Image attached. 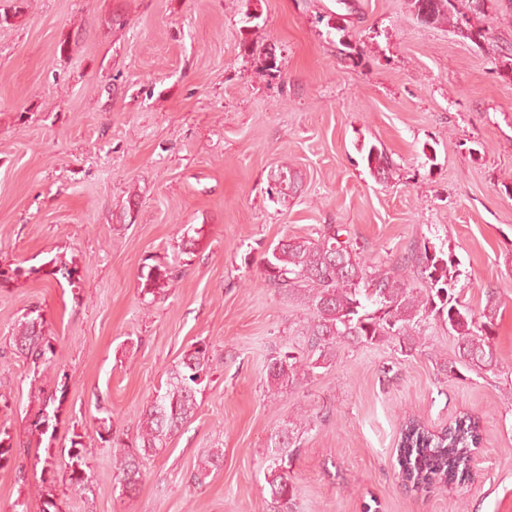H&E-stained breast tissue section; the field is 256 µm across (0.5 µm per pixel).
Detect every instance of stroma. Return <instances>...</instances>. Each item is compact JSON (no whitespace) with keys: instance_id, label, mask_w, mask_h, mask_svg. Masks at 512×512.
<instances>
[{"instance_id":"1","label":"stroma","mask_w":512,"mask_h":512,"mask_svg":"<svg viewBox=\"0 0 512 512\" xmlns=\"http://www.w3.org/2000/svg\"><path fill=\"white\" fill-rule=\"evenodd\" d=\"M0 425L23 471L0 470V512L47 493L65 512H512V5L487 0L475 45L425 25L408 0H0ZM386 154V177L367 165ZM335 225L389 265L426 244L459 260L461 299L496 289L503 368L442 374L457 338L428 320L395 343L340 345L296 387L266 366L304 344L312 313L261 282L264 253ZM201 235L184 254L185 228ZM75 264L63 287L52 259ZM175 266L142 294L143 265ZM39 310L56 357L14 354ZM212 380L193 420L146 462L136 493L114 480L100 420L134 440L142 411L193 343ZM66 382L56 421L30 436L39 391ZM313 427L292 456L291 507L265 480L270 438L296 407ZM479 416L462 486L407 490L396 445L405 416L430 429ZM84 494L64 482L73 433ZM223 459L202 484L201 458ZM55 481H41L46 454Z\"/></svg>"}]
</instances>
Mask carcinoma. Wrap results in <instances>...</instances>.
I'll use <instances>...</instances> for the list:
<instances>
[{"label":"carcinoma","instance_id":"obj_1","mask_svg":"<svg viewBox=\"0 0 512 512\" xmlns=\"http://www.w3.org/2000/svg\"><path fill=\"white\" fill-rule=\"evenodd\" d=\"M411 8L424 24L451 21L460 15L455 0H411ZM403 266L385 268L364 257L359 249L339 240V231L328 227L315 238L291 237L265 252L262 282L288 292L312 312L307 325L306 347L291 349L270 359L267 380L270 387H293L330 366L340 344L377 345L396 340L400 351L410 354L421 345L424 323L433 318L448 325L457 337L455 358L443 365L453 377L462 367L488 371L498 367L493 330L499 313L496 291L485 292V304L475 311L460 300L456 292L460 270L453 254L445 257L429 254V247H418ZM411 267L425 280L427 288L416 289L405 274ZM54 273L69 286L78 284L75 265L56 261ZM174 268L167 264L147 266L141 272V292L161 294L173 279ZM41 315L31 310L24 315L12 337L16 354L34 366L47 364L55 357V346L42 335ZM210 349L198 343L187 350L174 366L142 413L136 440L125 441L102 418L105 442L117 451L115 479L125 492L136 490L142 482L144 460L166 449L168 440L186 425L198 408L197 395L211 373ZM66 395V383L50 393H42L40 408L31 424V432L43 434L49 422L58 416V404ZM310 416L294 413L284 428L272 437L266 458V482L272 500L288 505L295 497V486L288 476L290 448L300 432L307 428ZM481 443V421L463 414L437 431L415 417L401 426L397 442V464L404 483L416 490L435 483L462 482L470 476L469 461ZM84 445L81 435L73 433L68 451L69 488L83 491L88 482L84 469ZM222 454L214 451L205 457L190 476L194 483L207 477L218 466ZM13 436L0 427V469L14 462Z\"/></svg>","mask_w":512,"mask_h":512}]
</instances>
